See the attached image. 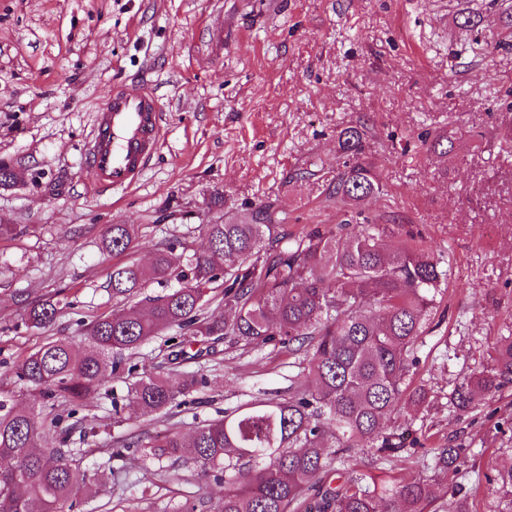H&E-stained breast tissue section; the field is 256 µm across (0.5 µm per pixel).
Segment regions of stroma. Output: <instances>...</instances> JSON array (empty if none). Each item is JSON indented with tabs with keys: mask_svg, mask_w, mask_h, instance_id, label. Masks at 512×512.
<instances>
[{
	"mask_svg": "<svg viewBox=\"0 0 512 512\" xmlns=\"http://www.w3.org/2000/svg\"><path fill=\"white\" fill-rule=\"evenodd\" d=\"M512 0H0V160L23 165L0 188V401L37 417L51 408L14 374L47 338L85 343V326L111 314L114 266L148 263L203 227L273 205L290 233L332 231L344 219L327 198L343 163L336 137L366 130V155L384 187L361 206L369 223L430 247L446 272L417 350L424 405L404 413L407 438L461 448L456 468L422 469L438 489L502 503L491 474L512 463V388L469 413L450 394L490 364L512 337ZM479 16L461 23L462 11ZM504 45L487 52L490 34ZM150 90L163 114L161 145L142 179L98 192L85 161L93 116L110 88ZM461 133L454 156L428 158L420 136ZM221 194L223 207L211 205ZM138 225L120 255L106 251L108 225ZM54 298L55 323L25 325L28 309ZM140 370L206 383L157 415L133 411L123 379L90 395L77 433L49 428L45 441L79 442L90 492L71 512H174L203 501L213 512L222 483L189 467L165 473L143 455L117 457L126 441L190 435L259 393L287 396L300 359L220 340L211 354L171 361L163 338L133 357ZM404 458L355 454L342 475L393 484Z\"/></svg>",
	"mask_w": 512,
	"mask_h": 512,
	"instance_id": "stroma-1",
	"label": "stroma"
}]
</instances>
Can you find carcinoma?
Wrapping results in <instances>:
<instances>
[{"label":"carcinoma","instance_id":"carcinoma-1","mask_svg":"<svg viewBox=\"0 0 512 512\" xmlns=\"http://www.w3.org/2000/svg\"><path fill=\"white\" fill-rule=\"evenodd\" d=\"M457 132L424 139L425 153L439 158L456 150ZM345 161L330 195L357 207L382 191L374 166L364 158V133L346 127L338 135ZM287 217L269 205L250 217L227 216L203 227L206 246L183 244L186 265L173 248L156 249L152 262L117 266L109 287L122 304L85 328L86 345L77 349L57 338L23 357L19 380L52 404L77 407L88 395L127 373L130 403L143 413H159L201 380L181 381L137 373L128 364L146 342L165 331L166 342L182 361L185 349L227 339L249 347L273 344L304 357L306 367L286 399L262 398L196 428L186 441L177 432L148 445L149 455L175 469L188 463L201 475L224 476L217 512H427L436 500L433 485L411 475L392 488L377 490L349 476L332 488L335 461L356 449L373 448L382 458L409 452L397 425L406 403H422L425 385H413L415 351L424 320L446 273L434 252L403 243L388 251L390 231L363 220L362 228L341 225L338 233L293 235ZM135 224H112L105 247L130 248ZM176 281L164 295L139 298L150 281ZM224 284V319L205 314L208 295ZM61 301L46 300L27 312L30 327L51 325ZM512 387V338L493 347L489 369L463 379L450 404L466 412L478 398ZM62 415L45 423L28 411L0 402V512H66L69 500L89 490L86 474L71 459L74 450L43 443L40 429L58 427ZM190 449V456L182 449ZM434 465L453 467L460 449H432ZM319 487L315 505L307 504Z\"/></svg>","mask_w":512,"mask_h":512}]
</instances>
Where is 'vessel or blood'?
Segmentation results:
<instances>
[{
  "instance_id": "1",
  "label": "vessel or blood",
  "mask_w": 512,
  "mask_h": 512,
  "mask_svg": "<svg viewBox=\"0 0 512 512\" xmlns=\"http://www.w3.org/2000/svg\"><path fill=\"white\" fill-rule=\"evenodd\" d=\"M160 140V114L137 85L113 86L98 109L85 155L100 192L126 190L141 177Z\"/></svg>"
}]
</instances>
